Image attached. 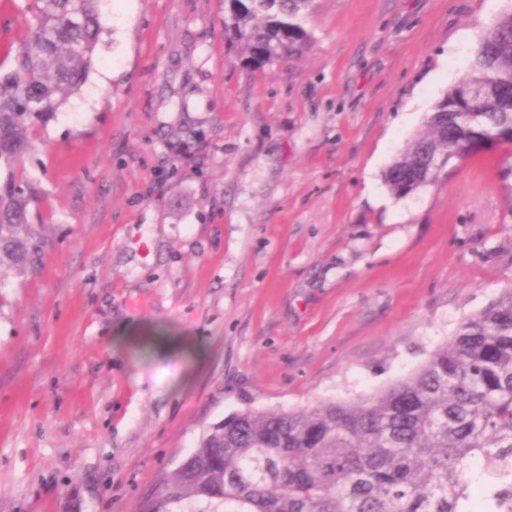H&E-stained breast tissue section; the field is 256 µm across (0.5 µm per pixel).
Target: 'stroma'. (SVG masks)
<instances>
[{
  "mask_svg": "<svg viewBox=\"0 0 512 512\" xmlns=\"http://www.w3.org/2000/svg\"><path fill=\"white\" fill-rule=\"evenodd\" d=\"M100 7L18 172L44 249L0 284V512H138L224 417L372 397L512 287V148L383 181L512 0H312L260 68L224 0Z\"/></svg>",
  "mask_w": 512,
  "mask_h": 512,
  "instance_id": "35a3bbf8",
  "label": "stroma"
}]
</instances>
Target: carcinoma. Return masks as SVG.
Segmentation results:
<instances>
[{
	"label": "carcinoma",
	"instance_id": "obj_1",
	"mask_svg": "<svg viewBox=\"0 0 512 512\" xmlns=\"http://www.w3.org/2000/svg\"><path fill=\"white\" fill-rule=\"evenodd\" d=\"M312 0H224V38L263 66L301 54ZM24 42L0 58V276L37 261L31 187L15 167L30 129L79 91L102 30L99 0H30ZM427 134L383 174L405 198L447 167L512 145V10L483 32L467 73L433 106ZM486 499L512 501V288L469 317L411 376L360 402L308 412L246 408L212 425L141 512H468L470 460Z\"/></svg>",
	"mask_w": 512,
	"mask_h": 512
}]
</instances>
